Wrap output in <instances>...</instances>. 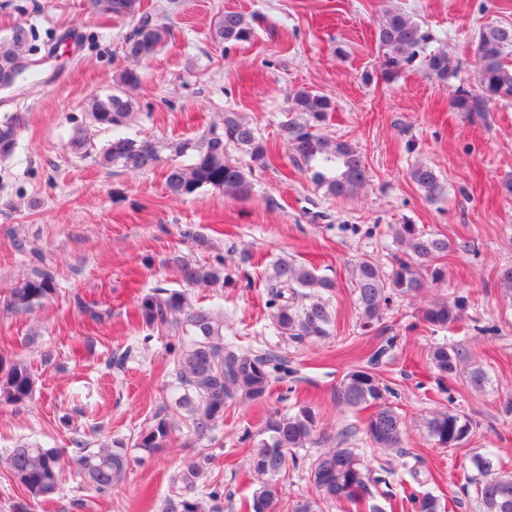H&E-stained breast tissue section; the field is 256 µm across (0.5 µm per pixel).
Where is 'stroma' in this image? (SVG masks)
Returning a JSON list of instances; mask_svg holds the SVG:
<instances>
[{"mask_svg":"<svg viewBox=\"0 0 512 512\" xmlns=\"http://www.w3.org/2000/svg\"><path fill=\"white\" fill-rule=\"evenodd\" d=\"M176 39L152 59L131 64L123 53L131 19L96 17L89 0H0V34L15 24L32 28L44 64L34 86L0 90V117L19 119L16 148L0 160V357L25 361L35 380L31 400L0 405V461L17 445L39 444L71 453L122 443L130 468L126 480L100 493L67 477L58 493L30 504L29 512H162L178 465L208 457L207 479L224 489V512H242L257 483L248 474L244 434L257 433L269 411L312 406L327 436L355 427L350 447L373 470L400 469L395 452L374 447L364 433L368 411L336 402V388L351 370L368 364L387 338H395L377 367L395 389L405 451L417 455L420 480L441 497L460 500L453 512H475L462 492L470 459L493 452L512 471V298L499 283L512 266V102L490 104L485 115L450 106L459 85L475 83L471 44L488 24H512V0H153ZM401 9L427 25L458 68L448 82L417 69L391 83L364 81L376 68L375 26L384 10ZM261 15L252 42L230 48L209 37L224 11ZM63 54L48 58L52 45ZM136 67L133 118L127 136L160 147L151 170H106L96 154L66 146L75 128H87L95 146L111 132L91 126L94 97L111 94L114 77ZM309 87L333 98L327 136L356 145L370 180L347 199L326 197L287 155L278 135L286 95ZM241 113L272 146V167L254 170L248 198L232 199L207 187L186 200L171 197L164 172L177 158L172 144L198 139L225 113ZM425 163L443 191L427 199L408 177ZM411 222L452 240H467L471 253H449L445 283L420 297L395 300L379 324L362 325L353 270L369 259L390 269L393 224ZM376 225L373 235L364 227ZM194 238H183L186 227ZM224 257L230 285L185 288L174 271L180 258L206 263ZM278 257L316 266L336 281L328 336L293 339L273 328L260 276ZM53 275L57 291L28 312L8 306L11 288L33 267ZM186 290L189 299L224 315L225 341L254 354L274 353L292 374L267 400L232 402L224 420L196 436L176 414L171 374V332L145 335L136 310L158 289ZM469 294L462 320L432 329L419 319L428 300ZM448 341L466 349L487 375L483 388L452 380L453 399L439 393L426 353ZM122 365H110L111 357ZM469 420L472 431L455 448L435 445L424 420L446 406ZM169 414V446L143 456L135 443L156 414ZM280 478V512H293L314 497L307 460Z\"/></svg>","mask_w":512,"mask_h":512,"instance_id":"1","label":"stroma"}]
</instances>
